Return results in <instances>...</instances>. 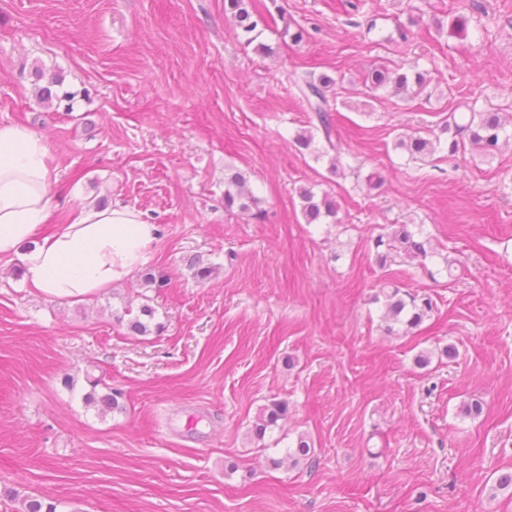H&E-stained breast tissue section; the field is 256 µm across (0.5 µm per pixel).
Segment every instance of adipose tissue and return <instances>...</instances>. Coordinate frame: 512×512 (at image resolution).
<instances>
[{
  "instance_id": "obj_1",
  "label": "adipose tissue",
  "mask_w": 512,
  "mask_h": 512,
  "mask_svg": "<svg viewBox=\"0 0 512 512\" xmlns=\"http://www.w3.org/2000/svg\"><path fill=\"white\" fill-rule=\"evenodd\" d=\"M50 145L20 125H0V255L17 256L27 284L78 299L126 280L151 257L156 225L126 205L79 208L52 233Z\"/></svg>"
}]
</instances>
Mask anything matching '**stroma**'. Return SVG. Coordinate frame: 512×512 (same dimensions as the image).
I'll return each mask as SVG.
<instances>
[{
    "label": "stroma",
    "instance_id": "1",
    "mask_svg": "<svg viewBox=\"0 0 512 512\" xmlns=\"http://www.w3.org/2000/svg\"><path fill=\"white\" fill-rule=\"evenodd\" d=\"M257 8L270 56L224 0H0V124L50 142L54 223L84 204L136 209L159 227L144 269L168 281L135 274L73 302L0 258V512L28 496L57 512H512L497 485L512 471V141L488 159L395 147L474 110L512 116V0ZM378 64L426 83L406 100L369 91ZM38 69L71 107L38 99ZM295 72L332 80L344 172L322 133L295 143L316 121ZM230 167L250 211L224 208ZM303 188L336 216L306 223ZM398 224L430 239L426 260L379 263L373 240ZM387 285L432 312L388 325ZM145 303L158 328L131 334ZM93 377L117 409L85 403ZM275 400L287 419L255 437ZM474 400L482 414L465 415ZM303 436L311 455L292 463Z\"/></svg>",
    "mask_w": 512,
    "mask_h": 512
}]
</instances>
